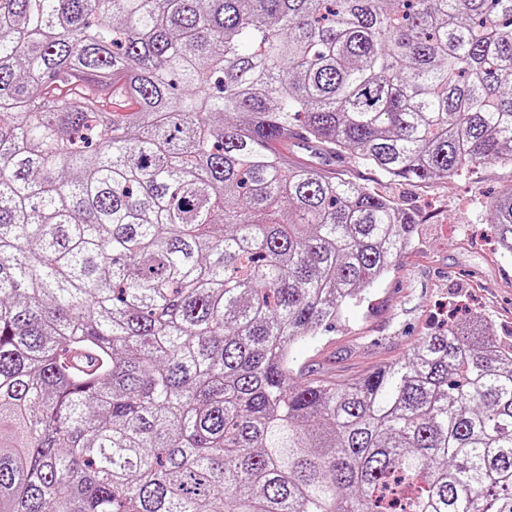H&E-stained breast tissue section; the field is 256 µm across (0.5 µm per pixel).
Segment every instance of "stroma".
<instances>
[{
	"label": "stroma",
	"instance_id": "35a3bbf8",
	"mask_svg": "<svg viewBox=\"0 0 512 512\" xmlns=\"http://www.w3.org/2000/svg\"><path fill=\"white\" fill-rule=\"evenodd\" d=\"M288 158L313 164L326 176L363 183L418 221L395 271L326 331L293 348L296 381L359 378L452 319L480 322L495 340L512 344V256L496 245L490 210L512 188V165L480 164L459 177L414 184L390 180L346 156L319 153L299 136L289 138Z\"/></svg>",
	"mask_w": 512,
	"mask_h": 512
}]
</instances>
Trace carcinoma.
Listing matches in <instances>:
<instances>
[{"instance_id": "1", "label": "carcinoma", "mask_w": 512, "mask_h": 512, "mask_svg": "<svg viewBox=\"0 0 512 512\" xmlns=\"http://www.w3.org/2000/svg\"><path fill=\"white\" fill-rule=\"evenodd\" d=\"M293 129L512 165V0H0V512H512V345L293 381L417 225Z\"/></svg>"}]
</instances>
